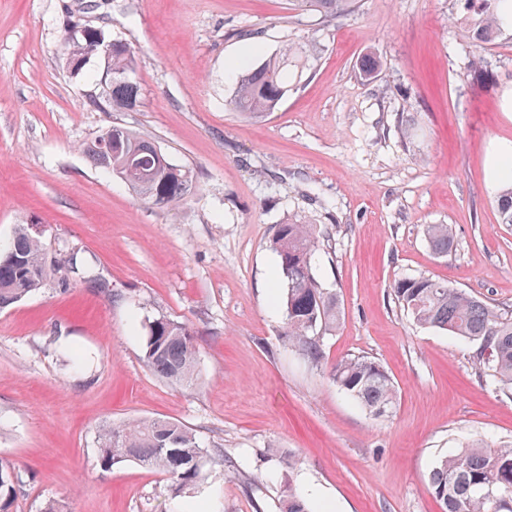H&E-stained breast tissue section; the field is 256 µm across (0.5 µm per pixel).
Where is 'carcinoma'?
I'll list each match as a JSON object with an SVG mask.
<instances>
[{"label":"carcinoma","mask_w":512,"mask_h":512,"mask_svg":"<svg viewBox=\"0 0 512 512\" xmlns=\"http://www.w3.org/2000/svg\"><path fill=\"white\" fill-rule=\"evenodd\" d=\"M354 0H297L300 11L333 21L345 14ZM500 0H465L467 8L480 15L479 25L469 30L476 50H482L502 30L498 17ZM101 33L89 28L68 34L64 41L70 69H81L90 59ZM303 48L287 46L278 55L240 74L230 108L251 119L275 111L288 93V68L299 63ZM134 50L112 41V52L104 61V93L116 109L132 110L139 88L132 81ZM92 159L107 172L120 177L136 196L160 207L185 201L195 183L190 170L169 163L151 142L127 128L114 125L88 146ZM501 223L512 224V184L496 199ZM429 246L437 254L452 247V230L446 224L426 227ZM277 256L285 345L318 365L324 360L319 332L333 331L338 321L336 296L320 284L313 255L317 247L308 224L286 221L277 226L270 241ZM46 280L43 247L29 225L20 224L11 241V253L0 255V309L19 302L40 289ZM395 300L412 321L475 343L477 360L487 375L512 392V311L453 288L429 277H405L392 286ZM490 354L481 352L483 346ZM195 331L186 323L160 316L147 325L143 361L158 377L191 385L197 380ZM330 376L336 386L369 413L393 412L396 389L385 370L365 357H346L334 363ZM97 463L107 471L134 461L171 477L177 490L203 480L211 462L208 450L183 424L165 418L133 419L106 428L99 437ZM16 466L0 458V512H13ZM429 489L443 504L444 512H512V445L490 448L469 443L463 450L441 458L429 475Z\"/></svg>","instance_id":"1"}]
</instances>
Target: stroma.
<instances>
[{"label":"stroma","mask_w":512,"mask_h":512,"mask_svg":"<svg viewBox=\"0 0 512 512\" xmlns=\"http://www.w3.org/2000/svg\"><path fill=\"white\" fill-rule=\"evenodd\" d=\"M475 21L464 0H355L331 22L293 0H0V241L42 225L53 263L0 310L14 512H279L291 491L315 512H442L428 489L440 458L465 439L512 444V394L480 372L476 344L415 326L391 290L424 275L512 310V224L488 176L512 145V29L477 67ZM75 24L132 47L135 109L106 104L102 58L67 68ZM287 45L311 56L278 109L230 110L243 66ZM115 125L191 170L195 193L161 208L98 167L85 147ZM289 219L313 226L340 308L318 366L280 336L269 241ZM430 224L450 225L448 254ZM160 316L196 332L193 386L143 361ZM354 355L391 378V414L332 381ZM153 417L217 457L204 480L176 493L133 462L99 468L104 428ZM429 246L437 254H448L452 247V230L447 224H430L426 227Z\"/></svg>","instance_id":"1"}]
</instances>
